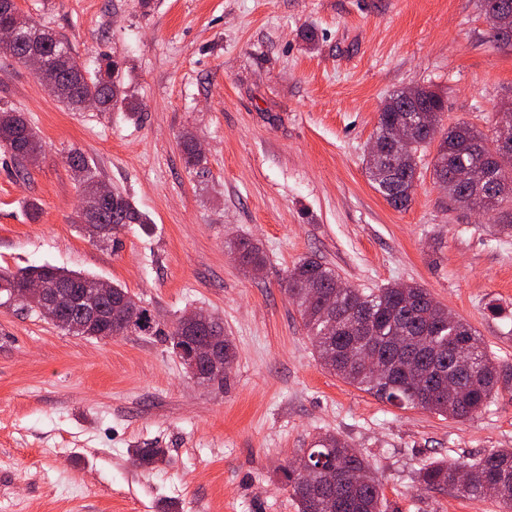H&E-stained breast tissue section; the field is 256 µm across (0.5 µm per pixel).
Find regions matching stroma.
<instances>
[{
	"mask_svg": "<svg viewBox=\"0 0 512 512\" xmlns=\"http://www.w3.org/2000/svg\"><path fill=\"white\" fill-rule=\"evenodd\" d=\"M17 3L89 68L120 59L137 110L71 111L0 48V107L23 113L44 147L24 178L0 149V269L95 275L165 323L207 312L236 359L224 382L197 384L163 337L75 336L0 305V512H298L282 469L326 433L381 477L383 512H501L417 474L512 448V389L471 420L397 407L320 364L284 288L306 258L357 288L420 284L512 368V236L498 212L454 206L431 147L407 208L365 170L396 91L431 87L443 124L486 133L512 101V47L490 40L478 0ZM75 148L149 226L129 225L114 247L84 236ZM238 237L262 248L258 274L230 254ZM137 448L166 461L141 467Z\"/></svg>",
	"mask_w": 512,
	"mask_h": 512,
	"instance_id": "35a3bbf8",
	"label": "stroma"
}]
</instances>
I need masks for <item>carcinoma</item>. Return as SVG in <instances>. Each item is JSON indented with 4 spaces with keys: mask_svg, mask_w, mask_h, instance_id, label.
Here are the masks:
<instances>
[{
    "mask_svg": "<svg viewBox=\"0 0 512 512\" xmlns=\"http://www.w3.org/2000/svg\"><path fill=\"white\" fill-rule=\"evenodd\" d=\"M483 12H494L501 20L498 31L491 34L495 42L512 44V0H481ZM20 26L23 40L8 52L25 66L26 39L39 40L46 54L53 58L59 50H66L67 61L60 69L53 68L39 77L47 89L67 108L80 110L85 98L96 100L100 110L107 112L123 103L127 96L121 90L117 74L120 64L107 60L112 67L109 81L88 75L86 64L74 54L66 42L42 27L32 18L21 15L17 0H0V24ZM413 101L403 99L401 92L392 94L379 112L386 128L404 123L414 104L424 109L418 118L412 144L403 149L381 147L370 151L366 169L370 180L385 200L396 209L408 206L417 177L419 154L432 143H438L433 161V175L448 193V199L461 208L485 207L494 210L505 203L512 204V168L500 167L496 156L508 143L499 133L488 136L469 124L442 127L443 97L427 87L412 88ZM0 147L7 149L16 162L18 172L26 174L27 163L42 153V143L34 129L11 108H0ZM185 164L199 165L201 154L196 150L195 138L183 136ZM67 163L82 188V194L91 193L98 182V172L87 157L73 150ZM486 168V184L501 187V194L486 199L474 197L470 173L474 166ZM98 223L125 227L128 224H147L149 220L131 201L119 192L98 207ZM230 251L240 267L257 272L265 264L258 244L239 239L230 243ZM31 280H40L49 288L75 291L98 280L94 275H83L44 264L31 266L17 273L0 270V294L10 293ZM336 271L317 259H306L288 272V297L299 308L304 325L310 332L313 346L321 364L348 384L367 389L389 402L407 408H421L441 416L468 420L481 414L493 395L502 388L512 387V372L495 362L483 339L464 319L448 320V309L435 302L427 289L420 285L392 284L369 293L359 288H337ZM112 324V335L138 332L149 336H163L172 352L184 344L189 336H208L205 330H191L180 316L167 326H160L142 301L119 285H112L101 298ZM460 347L462 357L475 366L474 376L463 384L440 380L431 387L425 381L433 365L441 364L444 373L456 369L458 359L448 357V344ZM220 351L224 356V372L215 373L209 381H223L229 372L235 351L224 336ZM377 358L385 367L384 375L375 377L364 365L367 355ZM136 455L143 465L154 467L162 463L166 452L162 448H138ZM322 456L336 459L347 478L344 482L347 509L344 512H380L382 482L369 463L344 438L327 433L319 437L308 457ZM314 461L309 490L299 485L296 469L288 467L283 475L297 501L299 512H336L332 498L336 482L329 474L316 470ZM459 464L451 460L428 462L419 469L418 481L430 489L455 491L462 497L479 499L494 494L499 503L512 510V448H498L468 465L465 477H460Z\"/></svg>",
    "mask_w": 512,
    "mask_h": 512,
    "instance_id": "1",
    "label": "carcinoma"
}]
</instances>
